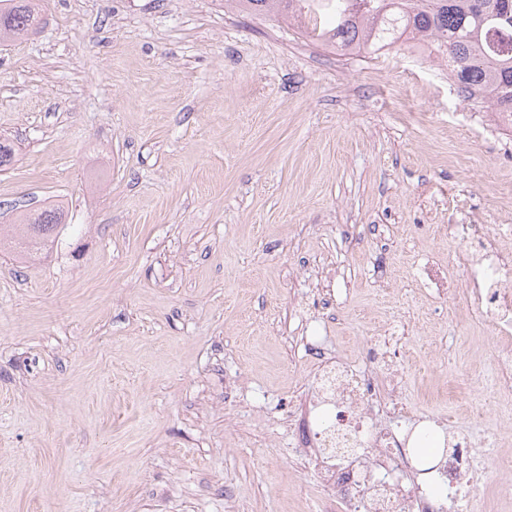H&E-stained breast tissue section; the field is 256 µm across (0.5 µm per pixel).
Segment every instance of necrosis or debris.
Returning a JSON list of instances; mask_svg holds the SVG:
<instances>
[{"instance_id":"necrosis-or-debris-1","label":"necrosis or debris","mask_w":512,"mask_h":512,"mask_svg":"<svg viewBox=\"0 0 512 512\" xmlns=\"http://www.w3.org/2000/svg\"><path fill=\"white\" fill-rule=\"evenodd\" d=\"M459 250L449 266L428 260L420 285L430 294L458 285L478 324L492 328L493 378L484 400L500 425L512 427V224H452ZM313 360L305 410L291 412L292 455L314 465L323 488L321 512H471L483 465L471 436L422 469L414 429L435 418L407 408L398 381V351L376 343L359 355L326 352L304 336Z\"/></svg>"}]
</instances>
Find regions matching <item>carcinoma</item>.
<instances>
[{
  "mask_svg": "<svg viewBox=\"0 0 512 512\" xmlns=\"http://www.w3.org/2000/svg\"><path fill=\"white\" fill-rule=\"evenodd\" d=\"M243 12L311 22L315 40L350 52L375 53L403 37L432 48L451 67L466 100L512 113V0H226ZM41 21L39 0H0V41ZM59 207L27 214L14 239L31 254L64 227Z\"/></svg>",
  "mask_w": 512,
  "mask_h": 512,
  "instance_id": "carcinoma-1",
  "label": "carcinoma"
}]
</instances>
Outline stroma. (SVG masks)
I'll list each match as a JSON object with an SVG mask.
<instances>
[{"mask_svg":"<svg viewBox=\"0 0 512 512\" xmlns=\"http://www.w3.org/2000/svg\"><path fill=\"white\" fill-rule=\"evenodd\" d=\"M41 18L0 43V512H319L287 423L310 263L342 303L326 347L392 324L411 404L468 423L491 335L413 281L453 256L446 225L512 217V138L441 58L344 53L224 0ZM53 206L58 239L16 253L19 215Z\"/></svg>","mask_w":512,"mask_h":512,"instance_id":"stroma-1","label":"stroma"}]
</instances>
